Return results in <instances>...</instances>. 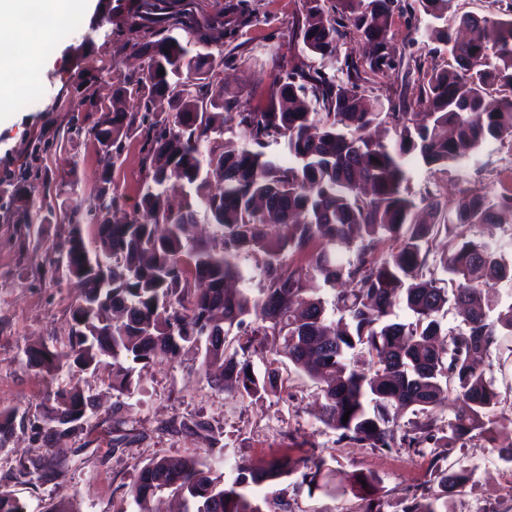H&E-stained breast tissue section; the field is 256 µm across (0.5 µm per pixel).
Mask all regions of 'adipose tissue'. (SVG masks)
I'll return each mask as SVG.
<instances>
[{
	"mask_svg": "<svg viewBox=\"0 0 512 512\" xmlns=\"http://www.w3.org/2000/svg\"><path fill=\"white\" fill-rule=\"evenodd\" d=\"M81 0H0V43H9L11 53L0 54V82L27 81L40 64L45 44L51 39L52 27L29 26L31 10L44 17L63 20L80 8Z\"/></svg>",
	"mask_w": 512,
	"mask_h": 512,
	"instance_id": "obj_1",
	"label": "adipose tissue"
}]
</instances>
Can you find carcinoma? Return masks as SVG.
I'll use <instances>...</instances> for the list:
<instances>
[{
	"mask_svg": "<svg viewBox=\"0 0 512 512\" xmlns=\"http://www.w3.org/2000/svg\"><path fill=\"white\" fill-rule=\"evenodd\" d=\"M416 2L337 0L331 17L320 0H306L300 36L320 67L282 65L273 75L267 109L224 114L223 51L172 35L155 39L159 16L173 5L140 0L117 30L129 32L127 45L144 57L142 76L116 78L112 106L96 108L100 116L87 130L101 145L100 181L108 183L122 141L146 125L138 213L126 224H111L108 214L118 196L97 198L98 245L91 250L73 200L55 206L27 198L20 188L13 194L24 242L35 226L52 223L56 208H65L68 231L51 247L45 275L78 290L68 348L31 349L25 364L59 372L110 359L112 389L129 396L136 365L195 350L211 387L243 400L276 382L275 369L261 379L248 375L245 359L253 343L271 337L279 342L278 356L320 385V421L338 441L417 453L424 442L451 450L477 431L512 462V431L499 429L495 420L500 393L474 364L499 347L500 330L512 333V303L502 304L494 288L509 269L493 246L464 233L468 225L512 215V194L465 191L448 210L436 183L413 197L406 168L412 157L443 171L490 138L512 140V0H495L497 18L461 16L460 26L469 32L465 40L446 26L453 0ZM417 7L429 18L432 52L454 61L438 70L417 57L406 72L420 85L422 123L403 101L384 103L359 92L366 74L401 65L405 50L388 37V27L394 15ZM348 40L369 46L364 64L347 56L339 61ZM494 86L511 94L493 99ZM131 96L147 111L167 97L172 112L151 118L115 111ZM382 124L394 132L387 143L371 136ZM233 128L247 145L224 138ZM272 144L284 147L288 162L267 153ZM213 178L224 183L219 194L209 191ZM200 210L216 227L210 240L190 235ZM155 224L168 225L167 234L156 236ZM270 224H287L291 233L272 243ZM442 232L448 252L435 259L428 243ZM385 241L391 249L381 254ZM338 244L354 248V259L338 261ZM241 254L257 260L261 287L252 291L227 287L244 279L235 262ZM440 272L455 288L441 286ZM317 277L333 287L347 279L354 288L335 290L329 308L315 287ZM398 301L413 321H392ZM448 306L461 318V327L449 331L441 323ZM451 391L466 408L445 430L433 410ZM48 402L41 421L31 426L45 432L50 449L83 429L91 401L73 384L50 391ZM406 412L417 421L398 438L396 421ZM16 419L15 410L0 408L1 448ZM327 470L320 457L301 463L282 456L243 464L225 480L200 460L159 458L134 466L128 494L139 512H151V500L164 493L180 498L183 512H294L279 496L257 502L250 488L299 472L298 486L326 490ZM472 473L436 456L430 479L435 489L414 496L403 512H448V496L463 491ZM376 482L369 471L351 476V490L370 496L366 512H380ZM0 512L24 507L0 489Z\"/></svg>",
	"mask_w": 512,
	"mask_h": 512,
	"instance_id": "cac0c4a2",
	"label": "carcinoma"
}]
</instances>
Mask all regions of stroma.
<instances>
[{
  "label": "stroma",
  "instance_id": "obj_1",
  "mask_svg": "<svg viewBox=\"0 0 512 512\" xmlns=\"http://www.w3.org/2000/svg\"><path fill=\"white\" fill-rule=\"evenodd\" d=\"M207 15L223 20L212 31L213 45L224 50V85L227 109L262 111L271 101L275 63L288 61L303 67L318 60L304 49L298 21L305 0H201ZM111 5L113 20L124 18L130 0H87L79 17L67 20L55 33L38 72L36 92L12 88L0 98V199L8 198L17 183H24L35 198L55 197L65 176L66 159L76 156L79 184L74 196L86 216L83 235L94 245L96 226L89 215L96 207L98 157L90 141H69L74 124L91 126L97 118L82 97L85 73L97 81L92 90L111 100L113 74L137 75L134 60L122 36L91 31L90 24L104 5ZM363 95L381 100L402 98L415 103L417 83L406 81L398 69L374 77L360 87ZM142 137L125 141L121 164L112 172V188L121 196L118 217H132L145 173L141 168ZM409 188L419 192L438 182L442 199L455 206L462 191L496 193L512 176V144L488 140L476 159L434 172L421 164L408 167ZM63 222L42 225L36 239L23 243L11 211L0 206V408L15 409L25 421L16 425L6 448L0 450V489L11 491L25 512H50L55 505L76 502L79 512H137L128 494L135 465L160 457L194 458L227 473L238 460L262 464L272 457H324L332 472L336 494L299 489L288 477L256 487L257 497L279 493L291 500L295 512H364L366 503L353 494L349 476L371 470L379 479L377 495L382 512H402L413 494L424 490L431 462L437 454L425 444L422 454L378 452L338 442L335 432L319 420V390L311 380L278 363L272 343L252 346L248 360L256 374L278 368L274 388L258 399H232L218 393L197 368L201 358L182 354L173 361H154L138 367L132 395L112 389L107 366L76 374L50 376L44 369L25 365V350L42 346L62 348L71 329L76 289L57 286L43 277L52 244L63 238ZM495 380L501 394L496 418L512 428V336L480 363ZM78 382L85 395L95 397L99 409L89 414L82 431L46 452L40 435L29 422L40 417L48 389ZM198 420L212 426L220 439L210 447L200 434L182 429V422ZM64 466L63 475L46 469L48 454ZM453 458L474 468L471 486L450 499V512H512V465L501 461L486 438L471 433L461 441ZM37 464L32 481L17 475L19 463Z\"/></svg>",
  "mask_w": 512,
  "mask_h": 512
}]
</instances>
